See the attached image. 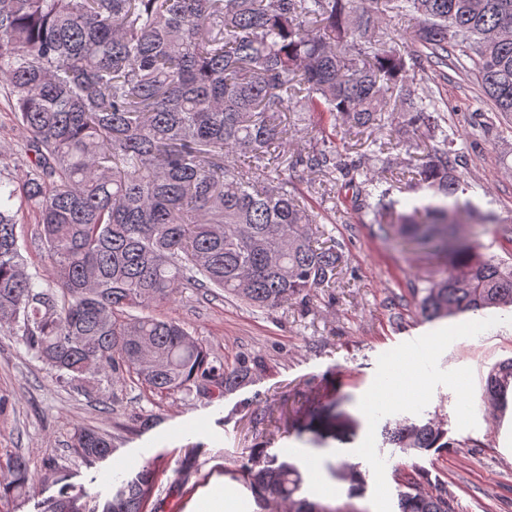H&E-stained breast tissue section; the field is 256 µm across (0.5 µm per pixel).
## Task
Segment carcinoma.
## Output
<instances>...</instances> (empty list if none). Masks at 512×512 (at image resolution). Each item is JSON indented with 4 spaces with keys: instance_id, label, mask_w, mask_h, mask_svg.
Instances as JSON below:
<instances>
[{
    "instance_id": "obj_1",
    "label": "carcinoma",
    "mask_w": 512,
    "mask_h": 512,
    "mask_svg": "<svg viewBox=\"0 0 512 512\" xmlns=\"http://www.w3.org/2000/svg\"><path fill=\"white\" fill-rule=\"evenodd\" d=\"M386 12L416 19L429 53L387 44ZM450 48L511 115L512 0H0V88L25 133L23 200L52 278L44 287L28 272L17 192L0 181V331L86 395L126 379L155 395L235 390L248 366L225 368L190 328L144 310L203 288L273 311L331 283L342 255L318 243L317 215L288 191L296 167L338 174L370 223L443 260L444 273L416 289L425 320L511 310L512 261L459 232L463 215L499 220L468 197L439 102L406 93L409 75L448 62ZM294 103L326 123L320 143L290 159L276 149ZM393 112L420 132L408 148L441 140L411 170L420 198L403 210L394 181L372 174L388 167L384 145L336 161L338 128L360 133ZM511 393L509 358L489 371L483 395L504 412ZM381 436L407 455L454 445L432 420H389ZM72 443L87 460L112 451L92 428L75 429ZM6 468L0 494L32 479L21 454ZM156 477L146 464L91 504L68 486L43 512H146ZM242 478L260 503L329 512L296 497L303 474L276 455L245 465ZM397 498L398 512H455L445 483L422 492L412 473Z\"/></svg>"
}]
</instances>
